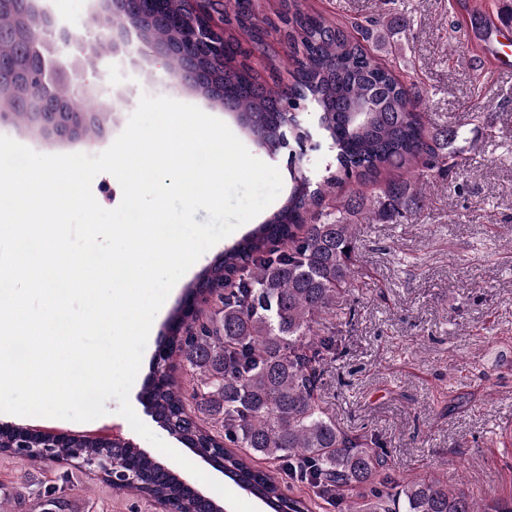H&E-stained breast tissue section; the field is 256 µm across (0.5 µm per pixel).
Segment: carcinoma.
<instances>
[{
  "mask_svg": "<svg viewBox=\"0 0 512 512\" xmlns=\"http://www.w3.org/2000/svg\"><path fill=\"white\" fill-rule=\"evenodd\" d=\"M304 2L279 0L275 24L253 21L238 0H224V42L232 53L224 105L253 115L256 144L270 154L285 138L307 136L298 106L314 108L317 140L334 153L335 165L314 189L307 178H294L281 207L186 286L184 300L194 305L217 297V319L201 323L182 303L172 310L165 342L170 356L190 368L203 423L185 412V390L172 380L147 381L142 400L178 439L213 443L225 473L274 499L277 512L303 510L256 468L258 460L344 512H512L511 499L489 507L432 476L393 483L380 441L345 432L319 402L338 351L336 299L359 274L354 225L399 224L419 214L427 202L423 185L457 165L471 141L452 126L428 127L420 91L401 79L397 61L382 63L368 48L372 41L396 55L390 37L409 27L406 18L380 15L340 26ZM272 30L292 49L293 83L286 89L258 82L236 61L241 40L262 46ZM354 105L367 109L359 123L349 112ZM383 171L397 177L377 194L356 190L327 203L345 181ZM126 457L152 476L139 488L143 496L198 512L169 469L133 448Z\"/></svg>",
  "mask_w": 512,
  "mask_h": 512,
  "instance_id": "cac0c4a2",
  "label": "carcinoma"
}]
</instances>
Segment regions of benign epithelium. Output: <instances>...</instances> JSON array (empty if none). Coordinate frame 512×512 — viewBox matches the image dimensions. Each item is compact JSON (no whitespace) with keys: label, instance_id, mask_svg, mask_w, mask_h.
<instances>
[{"label":"benign epithelium","instance_id":"obj_1","mask_svg":"<svg viewBox=\"0 0 512 512\" xmlns=\"http://www.w3.org/2000/svg\"><path fill=\"white\" fill-rule=\"evenodd\" d=\"M39 2L41 0H0V17L10 21V27L0 31V37L22 47L18 55L5 62L0 60V73L8 74L6 89L0 90L1 122L21 113L29 118H39L60 136L77 135L90 147L98 142L101 127L97 116L91 112L71 111L62 95V89L71 81V76L60 59L47 56L42 50L44 40L57 34L65 44L94 57L110 71L112 55L119 45H131L127 37L131 27L139 38L138 51L154 54L168 68L171 67L172 55L179 53L181 64L178 71L184 81L191 89L215 101L208 90V83L214 78V69L224 70L227 51L221 34L222 26L213 19V8L224 5V0H195L199 8L194 16L201 20L199 24L172 14L167 0H108L109 14L125 19V23H109L89 36L76 39L66 29L56 30ZM148 20L164 23L175 29L178 36L168 43L154 42L146 25ZM103 45L109 49L101 50ZM6 432L17 438V444L8 454L19 460L38 452L44 459L53 461L54 449L66 447L71 451L69 466L103 479L112 488L127 490L131 485H141V476L134 469L116 474L111 468L112 452L132 447L128 441L100 432L76 434L29 425L11 426L6 428ZM87 443L100 449V454L93 458L85 457L83 452Z\"/></svg>","mask_w":512,"mask_h":512}]
</instances>
